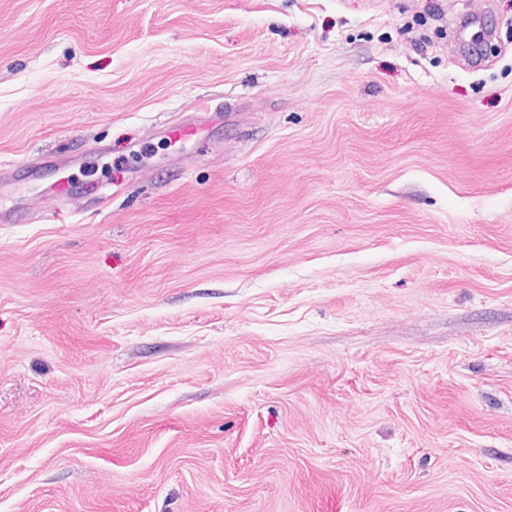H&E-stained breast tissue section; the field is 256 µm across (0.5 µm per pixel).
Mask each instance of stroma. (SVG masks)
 Masks as SVG:
<instances>
[{
  "instance_id": "35a3bbf8",
  "label": "stroma",
  "mask_w": 512,
  "mask_h": 512,
  "mask_svg": "<svg viewBox=\"0 0 512 512\" xmlns=\"http://www.w3.org/2000/svg\"><path fill=\"white\" fill-rule=\"evenodd\" d=\"M0 208V512H512V0H0Z\"/></svg>"
}]
</instances>
